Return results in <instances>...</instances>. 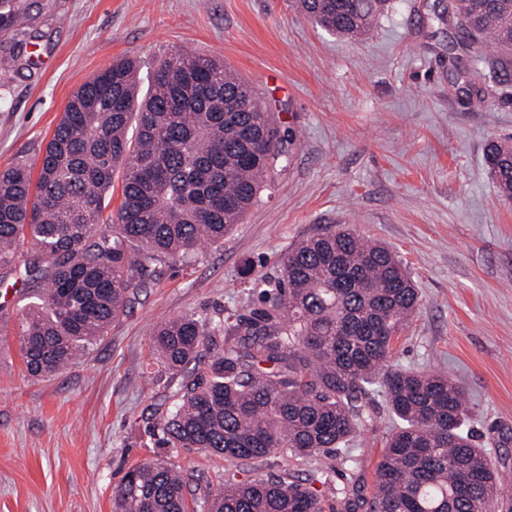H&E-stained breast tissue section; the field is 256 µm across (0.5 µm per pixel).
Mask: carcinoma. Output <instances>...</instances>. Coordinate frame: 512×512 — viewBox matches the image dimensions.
<instances>
[{
  "mask_svg": "<svg viewBox=\"0 0 512 512\" xmlns=\"http://www.w3.org/2000/svg\"><path fill=\"white\" fill-rule=\"evenodd\" d=\"M327 31L359 36L387 0H294ZM23 0H0V31L14 35L3 64L32 60ZM448 23L512 70V0H448ZM224 63L178 53L139 94L123 57L84 83L48 141L37 178L14 162L0 170V267L24 262L19 342L26 373H57L86 354L168 260L224 243L255 202L262 179L288 164L271 113L247 91L226 89ZM500 196L512 199V145L488 144ZM121 202L103 223L112 176ZM245 316L194 311L159 324L152 348L168 372L147 433L157 448H199L224 459V483L163 458L130 468L115 512H325L313 490L289 480L239 478L238 463L334 454L355 468L352 438L373 426L381 397L400 425L375 465L372 487L351 473L333 487L339 512H512L495 468L463 433L468 397L447 376L388 366L419 306L399 256L349 228L292 246L282 274ZM194 485L192 502L185 489Z\"/></svg>",
  "mask_w": 512,
  "mask_h": 512,
  "instance_id": "1",
  "label": "carcinoma"
}]
</instances>
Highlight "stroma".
I'll return each instance as SVG.
<instances>
[{
    "instance_id": "obj_1",
    "label": "stroma",
    "mask_w": 512,
    "mask_h": 512,
    "mask_svg": "<svg viewBox=\"0 0 512 512\" xmlns=\"http://www.w3.org/2000/svg\"><path fill=\"white\" fill-rule=\"evenodd\" d=\"M27 2L39 62L0 67V169L38 165L70 95L116 58L136 59L145 87L178 52L232 66L288 135L290 158L223 246L163 264L90 354L53 376L26 374L24 297L17 272L0 269V512H113L128 468L163 455L221 480V458L146 444L167 379L154 331L193 311L249 313L244 265L276 280L295 243L339 225L407 266L421 306L390 363L465 388V426L512 489V200L485 161L490 142L512 143V72L462 51L442 19L448 0H388L356 38L316 27L289 0ZM458 56L479 95L450 92ZM373 407V428L350 444L368 482L394 424L383 400Z\"/></svg>"
}]
</instances>
